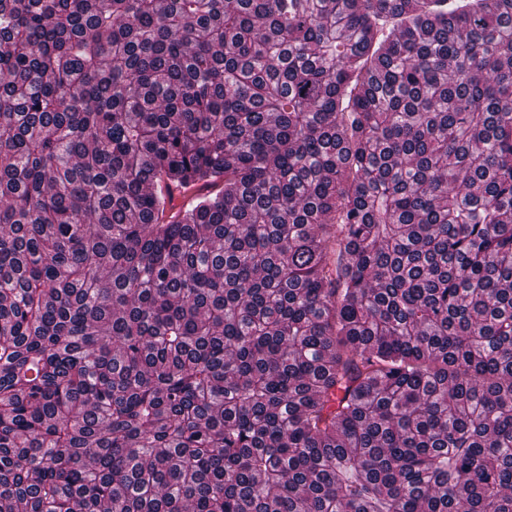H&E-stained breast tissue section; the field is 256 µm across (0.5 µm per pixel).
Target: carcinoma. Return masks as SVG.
<instances>
[{
    "mask_svg": "<svg viewBox=\"0 0 512 512\" xmlns=\"http://www.w3.org/2000/svg\"><path fill=\"white\" fill-rule=\"evenodd\" d=\"M0 512H512V0H0Z\"/></svg>",
    "mask_w": 512,
    "mask_h": 512,
    "instance_id": "1",
    "label": "carcinoma"
}]
</instances>
